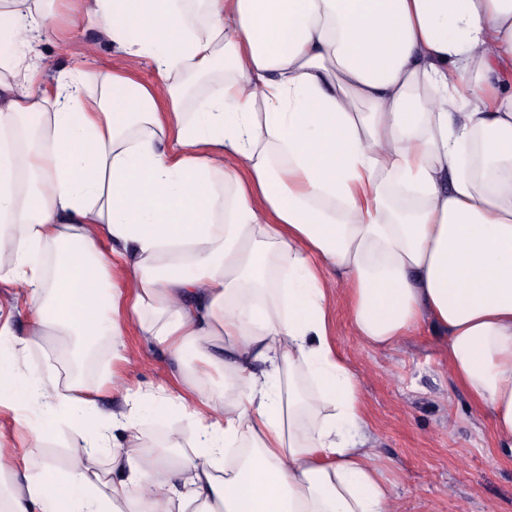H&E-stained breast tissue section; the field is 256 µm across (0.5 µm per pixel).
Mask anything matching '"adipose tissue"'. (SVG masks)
<instances>
[{
    "label": "adipose tissue",
    "mask_w": 512,
    "mask_h": 512,
    "mask_svg": "<svg viewBox=\"0 0 512 512\" xmlns=\"http://www.w3.org/2000/svg\"><path fill=\"white\" fill-rule=\"evenodd\" d=\"M63 2L0 0V282L32 312L20 336L0 309V406L28 432L23 466L0 444V512H400L329 268L363 345L447 333L512 453V0H75L66 24L121 62L49 84L31 46ZM132 327L178 374L125 400L192 420V453L140 450L79 377L15 360L64 330L120 360ZM62 422L88 447L65 469L39 459Z\"/></svg>",
    "instance_id": "adipose-tissue-1"
}]
</instances>
